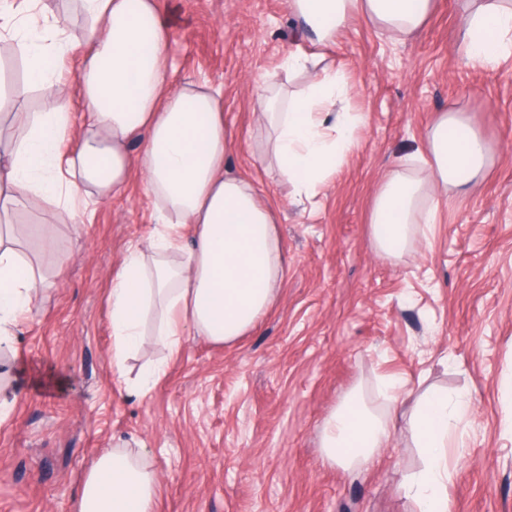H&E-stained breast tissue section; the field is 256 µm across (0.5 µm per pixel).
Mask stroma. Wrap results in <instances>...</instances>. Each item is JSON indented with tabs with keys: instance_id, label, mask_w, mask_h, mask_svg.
<instances>
[{
	"instance_id": "stroma-1",
	"label": "stroma",
	"mask_w": 512,
	"mask_h": 512,
	"mask_svg": "<svg viewBox=\"0 0 512 512\" xmlns=\"http://www.w3.org/2000/svg\"><path fill=\"white\" fill-rule=\"evenodd\" d=\"M46 2L32 12L34 41L59 16L79 40L77 0ZM158 9L176 78L224 93L232 171L281 208L285 284L259 329L235 343L188 336L172 356L146 344L129 378L159 361L165 374L131 396L112 380L108 295L127 248L154 228L143 173L85 208L1 215L48 278L8 354L15 402L0 423V512H78L84 475L118 444L145 453L161 486L156 512H418L406 485L422 466L413 419L429 389L470 403L448 449L451 512H512V56L486 69L466 63L461 0H435L407 39L350 16L325 64L343 75L364 126L310 206L261 162L252 108L255 84L308 42L286 0H158ZM18 53L0 38V81L14 83L22 111H54ZM452 105L494 145V162L402 255H385L369 224L378 184L401 166L422 168V136ZM389 381L399 389L386 448L364 469L328 464L324 420L352 393L385 410Z\"/></svg>"
}]
</instances>
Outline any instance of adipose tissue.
Wrapping results in <instances>:
<instances>
[{
    "label": "adipose tissue",
    "mask_w": 512,
    "mask_h": 512,
    "mask_svg": "<svg viewBox=\"0 0 512 512\" xmlns=\"http://www.w3.org/2000/svg\"><path fill=\"white\" fill-rule=\"evenodd\" d=\"M433 0H288L289 12L314 36V50L289 53L284 77L255 88L253 111L267 132L265 153L299 202H313L354 145L364 118L347 105L344 79L324 67L320 49L336 43L348 16L361 14L403 38L429 17ZM87 25L79 74L85 122L74 131L69 100L55 111L22 117L0 93V112L23 118L21 137L0 153V210L86 205L120 194L141 169L155 202L147 247L129 248L111 278L112 374L126 382V363L144 345L178 352L183 337L215 345L255 331L278 300L286 269L278 212L252 180L228 168L232 138L224 97L207 84L173 85L170 27L157 0H81ZM462 51L476 67L512 54V0H465ZM58 20L51 44L33 42L11 0H0V36L16 41L29 82L55 89L58 62L73 47ZM459 137L449 138V129ZM73 142L69 154L60 144ZM430 156L417 172L395 170L379 184L370 213L372 236L397 256L415 223H430L440 193H465L484 173L491 143L469 116L440 113L424 139ZM189 237H182V227ZM45 282L14 242L0 236V347H13L21 315L32 313ZM465 398L427 396L413 421L423 456L408 482L420 512H450L448 441L465 416ZM389 414L348 396L325 421V460L346 469L371 465L389 438ZM159 483L140 455L101 453L79 490V512H155Z\"/></svg>",
    "instance_id": "obj_1"
}]
</instances>
